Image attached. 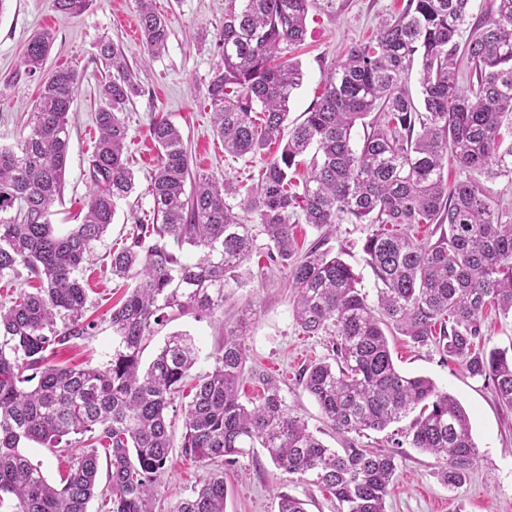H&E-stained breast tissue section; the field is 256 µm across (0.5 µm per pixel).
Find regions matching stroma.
I'll list each match as a JSON object with an SVG mask.
<instances>
[{
	"instance_id": "stroma-1",
	"label": "stroma",
	"mask_w": 512,
	"mask_h": 512,
	"mask_svg": "<svg viewBox=\"0 0 512 512\" xmlns=\"http://www.w3.org/2000/svg\"><path fill=\"white\" fill-rule=\"evenodd\" d=\"M169 23L165 50L147 56L140 35L130 27L138 18L137 0H93L78 15L58 12L54 0H6L0 7V146L16 143L21 125L38 94L39 77L24 73L20 59L26 42L36 33L51 30L55 42L46 70L72 67L80 75L73 111L66 183L61 202L55 203L51 220L72 223L88 193L87 157L98 131L95 114L103 106L102 84L106 71L96 46L108 39L125 52L141 87L126 109L130 168L137 190L120 200L112 226L98 242L80 273L89 289L87 318L97 320L94 335L60 347L53 364L96 366L112 353V331L103 316L122 296L120 280L109 268V254L119 247L132 225L148 221L152 201L147 193L149 173L157 150L148 134L155 118H167L182 132L192 168L224 174L238 185L254 182L261 158H234L213 131L207 106V85L214 66V40L224 23V0H155ZM402 0H316L309 12L306 41L293 55L303 72L301 86L289 102L288 125L302 121L322 91L323 80L338 52L352 42L370 36L383 16L397 10ZM372 231L368 224H342L327 242L341 254L362 281L368 296H375V277L367 266L362 244ZM267 240L258 237L256 249L239 271L240 284L225 303L223 312L202 319L185 315L156 327L142 354L150 362L166 337L184 332L193 337L199 362L186 386L212 369L224 343V329L235 324L238 310L247 312L245 342L248 366L274 375L281 382L287 404L302 416L325 445L343 444L325 422L315 400L296 381L298 371L313 360L328 356L329 336H306L293 316V295L288 272L270 264ZM397 368L408 375L431 378L437 387L454 395L467 411L478 448L473 470L465 484L448 489L439 477L437 459L404 445L409 420L383 431H366L359 444L373 448H397V473L386 498V512H512V409L500 404L487 382L472 378L454 362L442 359L433 347H416L402 335L389 339ZM184 399H176L168 417L174 424V447L167 471L160 477L150 512H172L188 496L207 470L180 449ZM224 512H278L279 493L306 500L308 512H336V501L313 486L291 481L277 470L262 449H254L224 469Z\"/></svg>"
}]
</instances>
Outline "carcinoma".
Here are the masks:
<instances>
[{"mask_svg": "<svg viewBox=\"0 0 512 512\" xmlns=\"http://www.w3.org/2000/svg\"><path fill=\"white\" fill-rule=\"evenodd\" d=\"M90 2L55 0V8L79 14ZM313 2L224 0L208 103L225 153L264 157L246 191L192 169L171 121L150 123L158 151L148 185L153 223L135 225L112 251V276L135 286L107 312L112 356L100 366L59 367L47 352L96 328L85 317L79 272L113 223L117 201L135 191L125 110L140 87L121 48L97 45L111 74L95 113L99 136L87 158L91 189L80 223L61 233L51 221L65 186L76 69L42 79L17 144L0 148V281L23 268L32 283L0 301V493L16 498L17 512H87L99 493L95 450L81 451L57 487L20 449L26 442L70 448L63 441L70 434L110 449L107 512H148L173 448L167 411L198 349L190 335L173 333L144 367V342L176 316L224 310L259 235L272 262L288 270L302 332L336 337L333 357L310 362L297 381L344 446L330 448L308 429L279 380L246 369L243 335L231 329L184 409L182 453L212 471L173 512H224V466L257 446L275 468L331 493L338 512H386L396 453L363 448L348 435L381 431L416 408L409 444L435 456L445 485L460 487L477 457L468 414L430 378L397 369L393 332L435 346L512 408V344L479 349L486 306L512 315V214L472 177L512 178V142L505 143L512 139V0H490L473 23L470 0H407L370 38L346 47L318 101L288 130V103L303 79L288 55L305 41ZM138 8L144 50L155 56L165 49L167 21L152 0H138ZM53 44L48 31L28 41L25 74L43 70ZM416 64L418 104L407 85ZM371 113L354 144L357 122ZM301 219L326 238L345 221L377 226L362 246L375 303L340 255L314 247L296 256ZM422 224L435 225L438 238L415 236ZM186 246L198 257H184ZM248 378L263 395L246 406L239 388ZM278 498V512H307L295 495Z\"/></svg>", "mask_w": 512, "mask_h": 512, "instance_id": "1", "label": "carcinoma"}]
</instances>
